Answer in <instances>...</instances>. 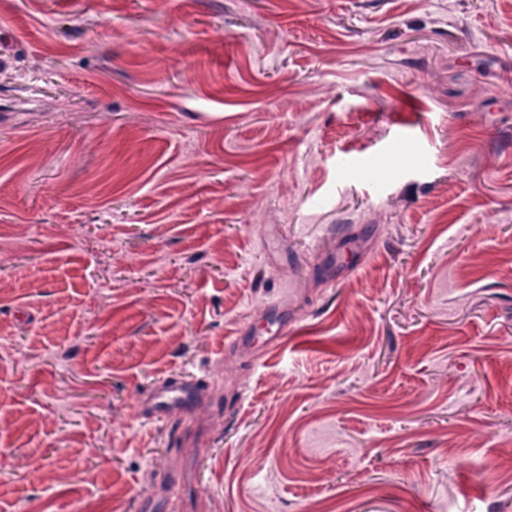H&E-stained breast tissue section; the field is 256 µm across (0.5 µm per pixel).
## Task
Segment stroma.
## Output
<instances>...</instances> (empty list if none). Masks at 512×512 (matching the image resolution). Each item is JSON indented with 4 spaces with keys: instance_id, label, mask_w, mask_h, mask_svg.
<instances>
[{
    "instance_id": "1",
    "label": "stroma",
    "mask_w": 512,
    "mask_h": 512,
    "mask_svg": "<svg viewBox=\"0 0 512 512\" xmlns=\"http://www.w3.org/2000/svg\"><path fill=\"white\" fill-rule=\"evenodd\" d=\"M174 470L512 512V0H0V512ZM202 379L195 374L169 376L148 388L138 399L140 419L151 422L165 417L171 408L191 413L200 399Z\"/></svg>"
}]
</instances>
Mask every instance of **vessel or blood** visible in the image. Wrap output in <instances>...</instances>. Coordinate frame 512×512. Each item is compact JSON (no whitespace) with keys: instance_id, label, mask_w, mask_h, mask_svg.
<instances>
[{"instance_id":"obj_1","label":"vessel or blood","mask_w":512,"mask_h":512,"mask_svg":"<svg viewBox=\"0 0 512 512\" xmlns=\"http://www.w3.org/2000/svg\"><path fill=\"white\" fill-rule=\"evenodd\" d=\"M202 392V380L197 375L169 376L148 388L137 402L140 419L151 422L168 415L171 409L191 413ZM179 493L176 476H169L160 493L144 498L142 512H168L170 503Z\"/></svg>"}]
</instances>
